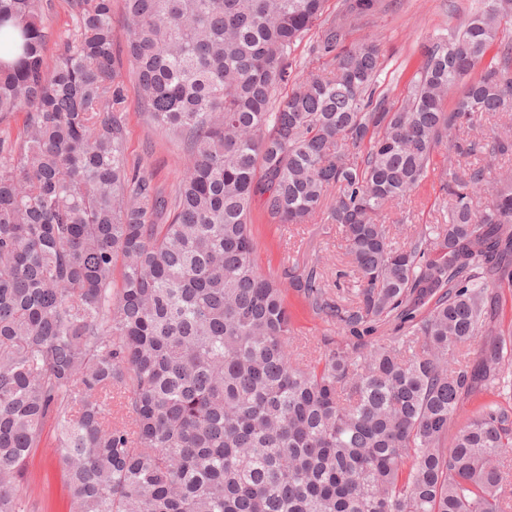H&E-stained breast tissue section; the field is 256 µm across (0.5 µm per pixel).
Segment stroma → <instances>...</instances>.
<instances>
[{
  "mask_svg": "<svg viewBox=\"0 0 512 512\" xmlns=\"http://www.w3.org/2000/svg\"><path fill=\"white\" fill-rule=\"evenodd\" d=\"M477 5L478 0H394L391 9L352 29L348 40L379 41L382 73L378 86L391 101L397 102L417 77L424 45L432 36L458 26ZM125 119L132 160L151 173L161 187H174L183 168L181 144L148 122L137 106L136 91L128 93ZM453 163L447 149H440L433 157L434 171L428 180L409 200L388 205L386 221L392 225L396 239H404L415 228L443 223L448 197L441 188V175ZM252 231L257 243L255 260L263 272L278 275L289 268L301 273L314 267L328 295L346 296L349 257L335 225L323 219L287 227L266 223L257 213L253 216ZM286 302L300 351L308 353L324 340L337 339L335 326L316 313L301 292L287 289ZM25 487L35 512H68L67 486L50 449H38L29 459Z\"/></svg>",
  "mask_w": 512,
  "mask_h": 512,
  "instance_id": "stroma-1",
  "label": "stroma"
}]
</instances>
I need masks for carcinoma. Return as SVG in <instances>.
Masks as SVG:
<instances>
[{"label": "carcinoma", "instance_id": "carcinoma-1", "mask_svg": "<svg viewBox=\"0 0 512 512\" xmlns=\"http://www.w3.org/2000/svg\"><path fill=\"white\" fill-rule=\"evenodd\" d=\"M325 2L125 0L119 51L112 0H68L58 38L54 0H0V123L24 116L0 138V512H31L48 426L71 512H512V412L466 409L512 393L511 335L470 353L512 283V178L477 211L486 168H450L448 222L396 244L383 220L442 144L470 156L477 117L512 112V0L425 47L397 108L379 45L347 44L382 0ZM308 36L330 69L298 81ZM128 76L184 146L170 197L129 160ZM257 202L328 212L351 298L259 270ZM288 286L351 340L295 357Z\"/></svg>", "mask_w": 512, "mask_h": 512}]
</instances>
